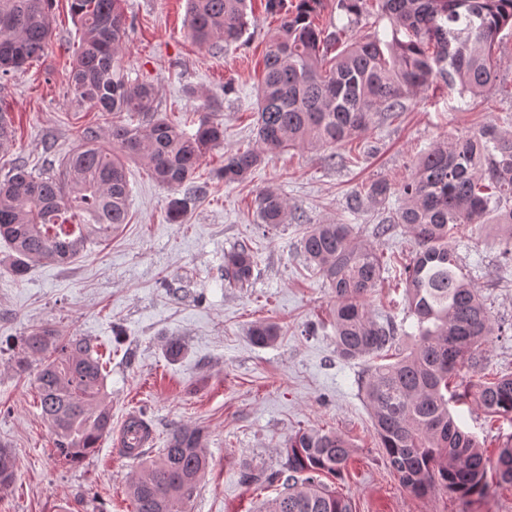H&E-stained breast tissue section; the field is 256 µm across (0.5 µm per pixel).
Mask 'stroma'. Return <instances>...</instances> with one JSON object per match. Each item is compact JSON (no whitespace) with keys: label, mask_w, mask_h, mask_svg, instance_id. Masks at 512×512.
<instances>
[{"label":"stroma","mask_w":512,"mask_h":512,"mask_svg":"<svg viewBox=\"0 0 512 512\" xmlns=\"http://www.w3.org/2000/svg\"><path fill=\"white\" fill-rule=\"evenodd\" d=\"M242 42L221 52L194 45L188 35L186 0H125L128 36L122 68L158 89L161 117L194 131L206 98L218 101L224 144L209 152L191 182L177 191L157 184L143 161L130 159L129 221L112 237L90 245L69 264L42 262L24 277L9 270L0 245V444L16 458L14 483L0 492V512H133L127 484L137 470L113 435L94 453L72 463L55 450L37 406L36 366L15 364L22 339L49 325L59 342L93 346L108 371L112 427L129 414L143 415L155 435L147 456L165 447L180 425L206 437L209 467L187 512H258L278 496L281 483L246 484L242 470H283L289 437L308 429L347 436L354 453L337 491L354 512H512V487L492 485L488 497L465 504L443 491L418 497L389 467L372 427L361 381L373 358H341L336 351L335 298L308 268L300 242L308 225L347 224L358 240L373 244L392 263L368 299L378 319H391L408 351L415 320L407 312L402 273L415 249L411 234L395 225L375 234L376 224L399 200L351 214L347 201L375 180L399 185L436 140L512 125V34L495 47L496 86L478 96L437 87L410 101L406 111L374 116L365 136L333 147L292 149L268 156L241 184H224L214 171L226 151L255 147L257 86L271 31L280 22L265 0H251ZM52 36L44 54L0 79V101L14 127L13 147L0 158V178L17 162L39 172L71 153L78 132L95 125L94 109L77 105L68 86L79 41L68 0H53ZM346 38L387 33L388 19L369 9L348 27L336 0H322L316 18ZM205 186V194L194 189ZM272 188L288 202L293 221L271 230L259 224L254 201ZM188 198L182 223H170L168 202ZM502 232L485 224L466 231L456 251L495 323H512V267L504 268ZM253 250L257 266L248 287L226 286L224 254L238 245ZM257 322L280 328L274 343L259 347L248 336ZM179 338L178 360L166 343ZM512 374V333L491 336L480 370L464 369L463 381ZM460 426L495 456L512 423L488 417L475 402L454 407Z\"/></svg>","instance_id":"stroma-1"}]
</instances>
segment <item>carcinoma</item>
<instances>
[{"label":"carcinoma","mask_w":512,"mask_h":512,"mask_svg":"<svg viewBox=\"0 0 512 512\" xmlns=\"http://www.w3.org/2000/svg\"><path fill=\"white\" fill-rule=\"evenodd\" d=\"M123 0H70L79 44L69 72L74 100L101 112L103 120L125 112L143 123L87 126L79 145L58 166L37 176L15 164L0 182V240L10 250L11 272L22 277L43 260L73 261L90 243L129 222L130 188L124 159L146 162L151 177L176 190L189 182L203 159L224 144V125L212 118L215 102L205 100L196 130L189 133L157 115L153 84L133 79L117 64L128 33ZM367 0H336L347 26L359 25ZM391 22L390 39L378 34L342 41V30L327 34L314 22L321 0H298L283 12L284 0H266L280 16L264 59L258 88L257 147L224 152L215 177L239 183L268 154L295 148H323L366 133L378 112H404L407 102L444 85L460 95L494 86V56L502 33L512 31V0H376ZM52 0H0V78L43 55L52 34ZM193 43L221 51L248 31V0H188ZM339 51L328 57L332 48ZM9 113L0 109V154L14 134ZM395 224L411 233L415 250L402 281L409 315L416 320L414 343L395 361L374 364L362 391L386 460L402 485L417 496L436 489L468 502L484 495L488 474L512 485V436L496 457L459 427L450 405L471 398L487 414L512 421V375L461 389L451 384L465 368L482 365L495 321L469 281L453 246L475 224L506 228L503 257L512 265V130L488 125L432 144L399 189ZM391 195L385 180L353 195L349 208L364 201L382 205ZM256 216L267 228L288 223L287 200L267 189L256 199ZM187 200L173 198L170 222L179 224ZM303 255L336 303V352L346 359L383 357L397 345L393 322L377 321L368 298L387 267L376 247L357 240L347 224H311L301 240ZM256 260L247 246L224 254V283L250 284ZM279 335L271 323L249 332L257 346ZM38 364L41 415L55 448L71 462L95 451L112 430L106 405L104 366L89 343L59 345L53 330L37 328L23 338L17 364ZM286 471L242 473L246 483L283 482L284 492L258 512H353L351 500L321 481L339 476L353 453L344 435L304 430L288 439ZM208 467L202 433L173 429L158 458L142 464L128 492L134 512H185ZM15 458L0 448V489L15 480Z\"/></svg>","instance_id":"carcinoma-1"}]
</instances>
